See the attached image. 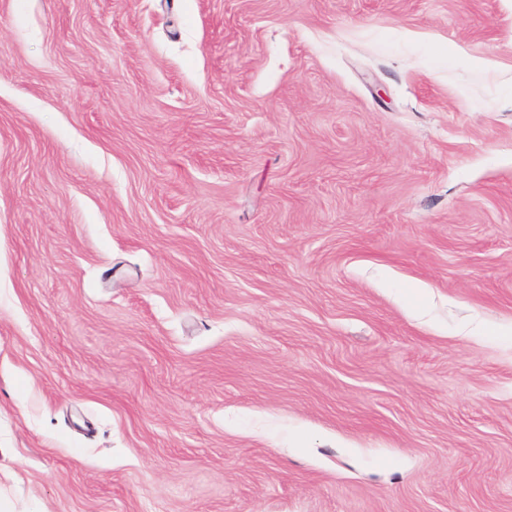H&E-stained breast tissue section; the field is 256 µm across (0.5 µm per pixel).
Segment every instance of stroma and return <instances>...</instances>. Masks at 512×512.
Wrapping results in <instances>:
<instances>
[{
  "mask_svg": "<svg viewBox=\"0 0 512 512\" xmlns=\"http://www.w3.org/2000/svg\"><path fill=\"white\" fill-rule=\"evenodd\" d=\"M0 512H512V0H0Z\"/></svg>",
  "mask_w": 512,
  "mask_h": 512,
  "instance_id": "1",
  "label": "stroma"
}]
</instances>
